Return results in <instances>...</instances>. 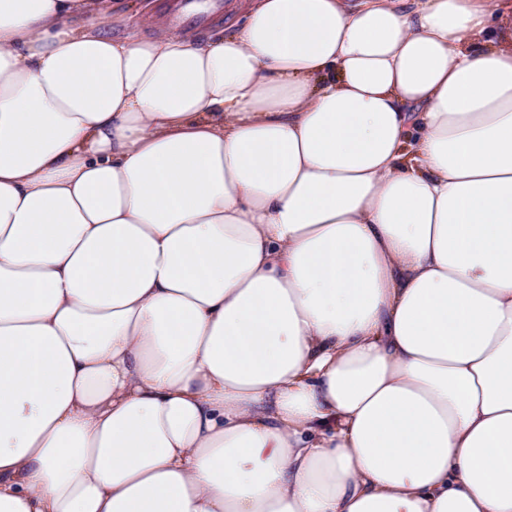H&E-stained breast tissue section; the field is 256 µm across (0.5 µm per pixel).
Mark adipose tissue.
<instances>
[{
	"instance_id": "obj_1",
	"label": "adipose tissue",
	"mask_w": 512,
	"mask_h": 512,
	"mask_svg": "<svg viewBox=\"0 0 512 512\" xmlns=\"http://www.w3.org/2000/svg\"><path fill=\"white\" fill-rule=\"evenodd\" d=\"M0 512H512V0H0ZM182 1H184L183 7L181 12L175 16V24H190L183 25L178 29H192L198 32L203 37L209 35L223 36L224 28L227 29L230 25L243 19L244 14L248 8V4L250 2L248 0H222V5L219 9L213 7L210 12L206 13L209 15V22L205 27H203L206 23V18L204 15L193 10V8L191 7L193 0ZM154 2H156L157 5V10L155 13H158L159 15H164L169 23V26L172 29L177 30L171 18V11H169V5L176 4L178 1L155 0Z\"/></svg>"
}]
</instances>
